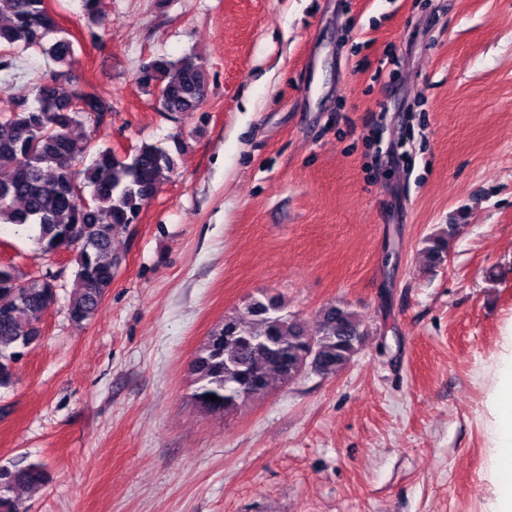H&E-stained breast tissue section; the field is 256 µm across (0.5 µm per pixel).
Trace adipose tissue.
I'll use <instances>...</instances> for the list:
<instances>
[{
	"mask_svg": "<svg viewBox=\"0 0 512 512\" xmlns=\"http://www.w3.org/2000/svg\"><path fill=\"white\" fill-rule=\"evenodd\" d=\"M479 376L484 398L478 422L488 452L483 512H512V318L503 324L498 349Z\"/></svg>",
	"mask_w": 512,
	"mask_h": 512,
	"instance_id": "obj_1",
	"label": "adipose tissue"
}]
</instances>
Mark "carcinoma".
Here are the masks:
<instances>
[{"mask_svg":"<svg viewBox=\"0 0 512 512\" xmlns=\"http://www.w3.org/2000/svg\"><path fill=\"white\" fill-rule=\"evenodd\" d=\"M56 29L46 0H0V47L38 49L56 65L36 85L34 103L22 98L0 113V224L34 228L31 238L40 256L61 248L76 252L67 314L81 324L93 318L112 285L118 263L114 243L169 179L182 143L143 142L123 156L104 146L80 166L85 148L73 128L102 118L111 104L73 75V41L49 39ZM139 81L164 92L162 111L193 112L208 78L196 56H158L142 65ZM76 100L85 106L74 109ZM84 186L90 188L88 201L80 195ZM459 228L449 224L424 240L427 266L447 261ZM49 277L48 271L29 276L12 264L0 265V388L12 384L15 363L37 340L43 316L57 301ZM364 336L357 315L344 304L321 308L311 329L279 298L255 299L251 309L227 318L199 347L189 366L191 401L209 415L226 417L273 385L287 383L301 364L337 375L359 353ZM250 371L255 378L243 398L236 387L240 375ZM46 480L41 462L21 457L0 463V512H27L23 494Z\"/></svg>","mask_w":512,"mask_h":512,"instance_id":"obj_1","label":"carcinoma"}]
</instances>
